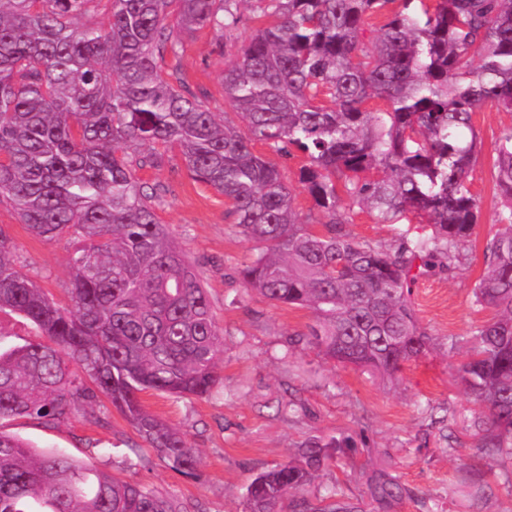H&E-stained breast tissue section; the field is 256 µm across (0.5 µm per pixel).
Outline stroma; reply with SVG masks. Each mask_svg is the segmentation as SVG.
<instances>
[{"label":"stroma","instance_id":"obj_1","mask_svg":"<svg viewBox=\"0 0 512 512\" xmlns=\"http://www.w3.org/2000/svg\"><path fill=\"white\" fill-rule=\"evenodd\" d=\"M240 12L236 30L222 34L201 28L179 51L182 78L233 126L241 120L224 100V64L267 22L257 0H249ZM472 123L481 140L471 173L480 219L461 264L452 270L435 268L415 285L417 317L436 347L405 365L397 381L324 362L310 348L289 346L290 334L313 323L312 312L245 292L239 270L253 244L234 228L229 201L192 179L183 164L167 163L140 170L138 176L163 187L160 220L193 263L224 329V389L207 399L148 392L142 400L198 448L199 478L167 468L104 398L80 406L54 427L19 418L6 423L5 432L45 451L93 459L108 473L127 471L155 493L184 502L190 512H244L251 479L295 458L313 438L338 441L341 450L306 488V496L337 483L363 512H512L507 468L478 448L472 430L478 407L457 378L475 328L492 316L475 303L473 288L502 206L493 178V144L500 129L512 124V112L487 102L475 110ZM255 150L285 174L296 208L308 210L311 198L298 182L306 157L296 151L285 158L260 143ZM347 218L355 238L383 247L395 244L402 231L424 229L415 220L405 226L379 224L358 207ZM0 225L13 239L17 265L57 302L66 303L73 241L64 236L48 242L32 235L5 201ZM475 466L483 473L477 482L470 475ZM389 479L397 480L404 494L384 509L374 489Z\"/></svg>","mask_w":512,"mask_h":512}]
</instances>
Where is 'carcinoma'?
Segmentation results:
<instances>
[{
  "mask_svg": "<svg viewBox=\"0 0 512 512\" xmlns=\"http://www.w3.org/2000/svg\"><path fill=\"white\" fill-rule=\"evenodd\" d=\"M97 2L0 0V198L34 235L76 244L65 308L15 267L0 227V315L42 336L8 344L0 329V421L54 426L103 396L162 462L196 479L198 449L141 395L212 396L223 384V329L159 221L161 190L135 170L178 150L255 244L240 269L246 291L312 311L308 332L288 343L393 379L434 346L413 285L437 263L455 268L478 224L472 114L485 102L512 112V0H437L432 11L400 0L369 44L366 19L392 0H259L272 21L222 75L240 127L224 124L171 61L200 28L233 31L245 0H107L104 24L88 20ZM375 97L384 108H367ZM257 142L306 155L298 179L309 213ZM494 153L504 209L474 295L495 316L477 327L459 377L481 408L479 447L512 464V125ZM348 203L378 224L416 212L430 232L388 248L360 241L347 229ZM338 450L309 440L298 459L251 481L245 512H354L338 484L314 502L300 496ZM0 512L187 510L0 431Z\"/></svg>",
  "mask_w": 512,
  "mask_h": 512,
  "instance_id": "obj_1",
  "label": "carcinoma"
}]
</instances>
